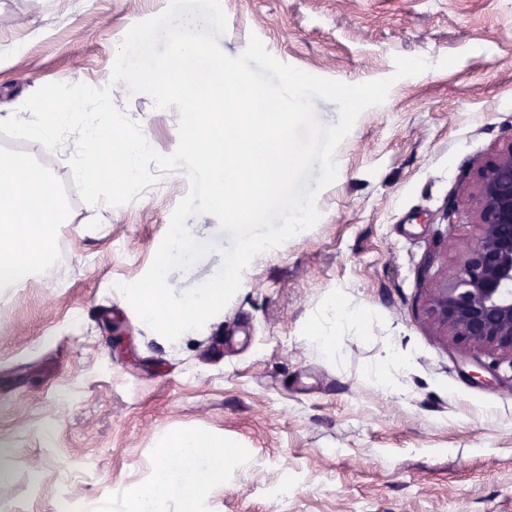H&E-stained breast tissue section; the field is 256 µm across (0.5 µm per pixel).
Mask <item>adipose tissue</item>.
<instances>
[{
  "mask_svg": "<svg viewBox=\"0 0 512 512\" xmlns=\"http://www.w3.org/2000/svg\"><path fill=\"white\" fill-rule=\"evenodd\" d=\"M41 200L46 207L38 231H31L22 212ZM65 219L63 202L45 171L25 161H0V289L16 288L44 269L54 246V231ZM228 451L223 440L202 432L174 436L166 445L149 492L136 512H165L178 500L183 512H198L201 493L224 476Z\"/></svg>",
  "mask_w": 512,
  "mask_h": 512,
  "instance_id": "adipose-tissue-1",
  "label": "adipose tissue"
}]
</instances>
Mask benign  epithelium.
Here are the masks:
<instances>
[{
    "mask_svg": "<svg viewBox=\"0 0 512 512\" xmlns=\"http://www.w3.org/2000/svg\"><path fill=\"white\" fill-rule=\"evenodd\" d=\"M474 197L479 234L464 246L455 276L428 289L424 310L472 359V378L485 379V371L497 382L495 366L470 353L489 347L512 359V146L480 168Z\"/></svg>",
    "mask_w": 512,
    "mask_h": 512,
    "instance_id": "obj_1",
    "label": "benign epithelium"
}]
</instances>
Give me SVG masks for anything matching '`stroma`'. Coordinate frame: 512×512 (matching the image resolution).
<instances>
[{"instance_id": "1", "label": "stroma", "mask_w": 512, "mask_h": 512, "mask_svg": "<svg viewBox=\"0 0 512 512\" xmlns=\"http://www.w3.org/2000/svg\"><path fill=\"white\" fill-rule=\"evenodd\" d=\"M222 52L258 36L282 62L348 84L393 77L394 56L429 67L395 79L336 151L317 225L256 255L227 306L171 341L145 325L116 283L149 267L188 191L183 170L126 204L79 196L69 159L0 138V156L48 172L69 221L53 265L0 291V512H129L162 442L199 431L241 453L204 488L200 512H512V365L476 383L457 343L424 310L478 233L473 185L512 144V0H223ZM169 0H0V114L39 87L111 86L115 106L168 155L177 107L112 82L118 47ZM213 249L181 288L222 266L217 219L186 221ZM434 263H427L428 254ZM343 300L362 317L333 328ZM335 329L323 354L316 329ZM396 390L379 386L385 352Z\"/></svg>"}]
</instances>
